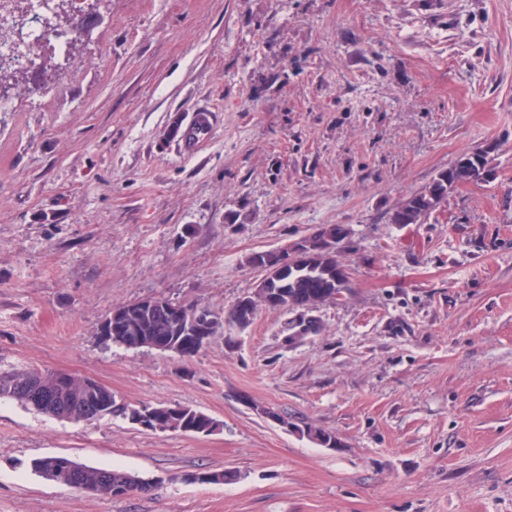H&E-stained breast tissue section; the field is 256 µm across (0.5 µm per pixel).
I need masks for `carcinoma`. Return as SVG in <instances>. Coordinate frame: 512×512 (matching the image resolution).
I'll list each match as a JSON object with an SVG mask.
<instances>
[{
  "label": "carcinoma",
  "instance_id": "carcinoma-1",
  "mask_svg": "<svg viewBox=\"0 0 512 512\" xmlns=\"http://www.w3.org/2000/svg\"><path fill=\"white\" fill-rule=\"evenodd\" d=\"M488 155L483 149L465 152L447 169L440 171L424 190L408 197L390 215L393 224H423L437 208L448 199V193L458 184L470 180H488L486 166ZM350 237V229L343 224H330L314 230L303 237L313 246L308 258L288 273L276 279H262L254 292L240 297L228 314V321L241 327L249 326L258 308L265 304V294L277 295L270 307L287 310L311 308L328 300H336L349 291V276L344 274V265L339 261V252ZM153 306L143 307L141 301L122 304L112 308L104 319L107 323L109 341L130 349L157 346L163 351L169 347V340L177 337L181 349L179 356L192 358L203 348L195 338L194 326L185 319L172 322L175 310L184 315L195 311L196 305L178 303L164 297L152 298ZM42 376L46 385L51 386L58 378L56 373H44L37 368H28L0 377V397L11 398L29 409L43 414L49 411L35 403L18 389V382L26 375ZM98 400L105 415L132 421L133 413L151 415L147 420L149 429L210 434L219 428V423L210 416L181 405L130 406L118 403L112 398L110 389L99 391ZM302 435L325 448L337 445L336 435L311 426L300 429ZM29 466L32 471L47 481L62 484L67 480L68 468H48L45 458H34ZM82 473L88 481H96L104 475L112 478V484H102L101 494L122 498L133 492H148L153 483L128 472L115 469H101L83 466Z\"/></svg>",
  "mask_w": 512,
  "mask_h": 512
}]
</instances>
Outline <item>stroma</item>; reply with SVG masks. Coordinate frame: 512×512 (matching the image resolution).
<instances>
[{
  "label": "stroma",
  "instance_id": "35a3bbf8",
  "mask_svg": "<svg viewBox=\"0 0 512 512\" xmlns=\"http://www.w3.org/2000/svg\"><path fill=\"white\" fill-rule=\"evenodd\" d=\"M72 14L81 39L0 112V375L90 376L220 428L76 423L0 398V512H512V0ZM199 106L213 130L187 159L174 131ZM488 143L494 180L458 184L427 223H390ZM327 224L351 230L341 300L260 308L187 360L96 335L145 297L225 318L262 278L250 253ZM44 456L155 486L83 493L31 471ZM208 470L232 479L190 481Z\"/></svg>",
  "mask_w": 512,
  "mask_h": 512
}]
</instances>
